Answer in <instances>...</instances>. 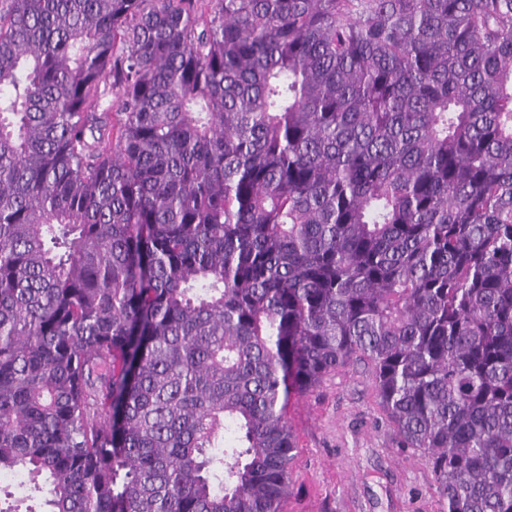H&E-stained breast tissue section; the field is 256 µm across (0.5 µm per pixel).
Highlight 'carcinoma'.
Segmentation results:
<instances>
[{"label":"carcinoma","instance_id":"1","mask_svg":"<svg viewBox=\"0 0 512 512\" xmlns=\"http://www.w3.org/2000/svg\"><path fill=\"white\" fill-rule=\"evenodd\" d=\"M512 512V0H0V473L282 512L357 362Z\"/></svg>","mask_w":512,"mask_h":512}]
</instances>
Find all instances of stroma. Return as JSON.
Here are the masks:
<instances>
[{
  "label": "stroma",
  "mask_w": 512,
  "mask_h": 512,
  "mask_svg": "<svg viewBox=\"0 0 512 512\" xmlns=\"http://www.w3.org/2000/svg\"><path fill=\"white\" fill-rule=\"evenodd\" d=\"M288 419L297 449L283 512H443L428 464L398 447L370 366L293 395Z\"/></svg>",
  "instance_id": "obj_1"
}]
</instances>
